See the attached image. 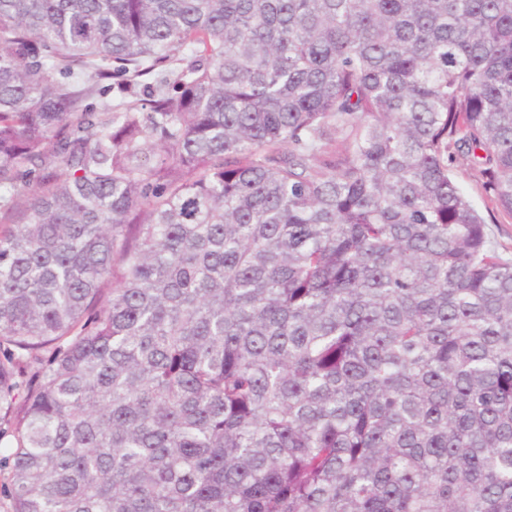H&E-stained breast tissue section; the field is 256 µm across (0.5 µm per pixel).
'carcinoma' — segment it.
Segmentation results:
<instances>
[{
	"label": "carcinoma",
	"mask_w": 512,
	"mask_h": 512,
	"mask_svg": "<svg viewBox=\"0 0 512 512\" xmlns=\"http://www.w3.org/2000/svg\"><path fill=\"white\" fill-rule=\"evenodd\" d=\"M452 148L512 214V0H0L9 512H512ZM153 79H145L136 84H132L124 90V92H120L118 88L114 87L110 89L105 95L102 96H94L89 100V103L92 104L95 112H102V105L106 102L108 103H116L121 99L134 100L139 98H145L147 96V91L149 90L146 86V83H152Z\"/></svg>",
	"instance_id": "cac0c4a2"
}]
</instances>
